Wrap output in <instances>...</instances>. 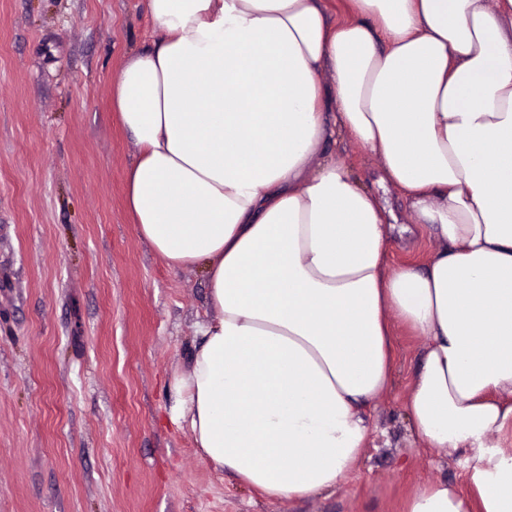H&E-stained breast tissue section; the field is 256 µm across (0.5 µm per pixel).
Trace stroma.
I'll return each instance as SVG.
<instances>
[{
    "label": "stroma",
    "mask_w": 512,
    "mask_h": 512,
    "mask_svg": "<svg viewBox=\"0 0 512 512\" xmlns=\"http://www.w3.org/2000/svg\"><path fill=\"white\" fill-rule=\"evenodd\" d=\"M157 38L144 0H0V512H402L424 483L462 486L406 412L420 337L394 326L376 431L336 490L288 500L215 469L169 421L209 315L201 269L172 272L124 204L135 145L112 108L129 50ZM412 225L394 267L436 242L349 135L325 147Z\"/></svg>",
    "instance_id": "obj_1"
}]
</instances>
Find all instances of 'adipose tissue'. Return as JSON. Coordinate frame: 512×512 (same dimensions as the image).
I'll use <instances>...</instances> for the list:
<instances>
[{"label": "adipose tissue", "mask_w": 512, "mask_h": 512, "mask_svg": "<svg viewBox=\"0 0 512 512\" xmlns=\"http://www.w3.org/2000/svg\"><path fill=\"white\" fill-rule=\"evenodd\" d=\"M158 32L112 103L138 155L125 202L211 319L171 420L273 497L334 490L392 382L393 321L423 340L406 409L465 486L403 512H512V0H145ZM349 134L439 242L391 268L386 208L324 154Z\"/></svg>", "instance_id": "adipose-tissue-1"}]
</instances>
